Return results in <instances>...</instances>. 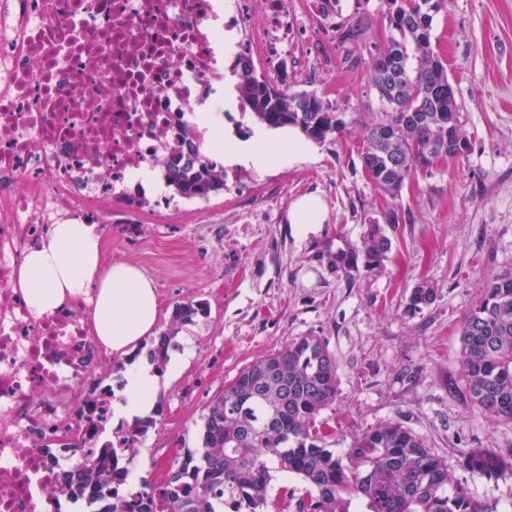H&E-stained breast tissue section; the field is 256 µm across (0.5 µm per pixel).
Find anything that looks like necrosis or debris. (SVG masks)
Returning a JSON list of instances; mask_svg holds the SVG:
<instances>
[{
    "mask_svg": "<svg viewBox=\"0 0 512 512\" xmlns=\"http://www.w3.org/2000/svg\"><path fill=\"white\" fill-rule=\"evenodd\" d=\"M215 0H0V512H57L63 474L78 475L111 401L88 408L108 354L88 331L84 299L32 314L12 287L26 251L68 216L103 207L155 210L172 195L132 192L164 170L224 80ZM238 48L288 51V0H264Z\"/></svg>",
    "mask_w": 512,
    "mask_h": 512,
    "instance_id": "necrosis-or-debris-1",
    "label": "necrosis or debris"
}]
</instances>
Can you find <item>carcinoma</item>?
<instances>
[{"instance_id":"carcinoma-1","label":"carcinoma","mask_w":512,"mask_h":512,"mask_svg":"<svg viewBox=\"0 0 512 512\" xmlns=\"http://www.w3.org/2000/svg\"><path fill=\"white\" fill-rule=\"evenodd\" d=\"M391 0L387 52L369 69V82L386 106L382 118L364 128L360 160L367 177L397 195L418 169L435 162L427 154L448 153V134L465 141L460 127L448 131V70L431 43L433 15L440 0ZM245 117L268 128L296 127L324 143L345 126L315 92L288 93L257 74L253 61L237 54L230 68ZM167 186L188 199H206L224 190V166L187 164L176 158L164 175ZM391 239L380 224L363 239L366 265L381 267ZM436 292L428 283L413 288L410 310L430 305ZM202 309L175 307L169 328L148 351L161 368L179 326ZM465 389L482 413L512 423V273L496 276L479 302L462 318ZM236 384L207 406L202 446L174 463L164 484L142 483L134 500L117 503L103 486L126 480L114 470V451L101 449L85 469L71 501L84 500L92 512H268L273 473L286 472L308 484L294 512H496L497 505L474 496L448 470L445 460L399 422L368 430L340 455L327 446L319 417L336 401L337 367L323 336H298L241 369ZM468 469L487 480L512 471V455L491 448L464 452Z\"/></svg>"}]
</instances>
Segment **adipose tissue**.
<instances>
[{
    "mask_svg": "<svg viewBox=\"0 0 512 512\" xmlns=\"http://www.w3.org/2000/svg\"><path fill=\"white\" fill-rule=\"evenodd\" d=\"M206 127L205 151L217 162H244L263 171L284 162L308 160L312 152L296 130L274 134L256 129L248 139L224 134V116L200 113ZM14 287L38 315L54 312L67 302L91 298L90 329L114 357L128 359L155 332L159 302L152 280L134 264L101 265V236L95 225L70 219L52 225L46 240L29 249L19 266ZM159 379L151 367L132 365L126 376L117 418L150 411Z\"/></svg>",
    "mask_w": 512,
    "mask_h": 512,
    "instance_id": "obj_1",
    "label": "adipose tissue"
}]
</instances>
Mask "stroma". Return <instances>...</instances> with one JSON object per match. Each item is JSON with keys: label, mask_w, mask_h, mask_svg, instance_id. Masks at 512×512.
Listing matches in <instances>:
<instances>
[{"label": "stroma", "mask_w": 512, "mask_h": 512, "mask_svg": "<svg viewBox=\"0 0 512 512\" xmlns=\"http://www.w3.org/2000/svg\"><path fill=\"white\" fill-rule=\"evenodd\" d=\"M388 0H336L318 19L311 0H290L288 55L258 58V74L288 92L314 91L344 120L315 158L265 172L225 167L224 189L180 209L127 213L103 231L102 260L140 267L155 283L158 330L176 305L202 313L181 326L160 374L158 424L139 443L135 474L165 482L174 460L201 445L209 401L244 366L294 338L326 337L337 364V397L321 414L330 447L391 421L419 434L455 478L512 512V471L489 483L463 464L466 448L512 454V424L473 410L460 358L463 316L487 283L512 271V0H441L431 43L448 69L467 148L416 172L399 195L363 171L366 124L384 107L368 70L390 35ZM362 22L357 43L343 28ZM320 196L328 219L307 234L288 222L294 200ZM398 223H387L389 213ZM384 225L392 247L382 267L339 255L361 251L368 225ZM436 291L407 309L419 282Z\"/></svg>", "instance_id": "obj_1"}]
</instances>
